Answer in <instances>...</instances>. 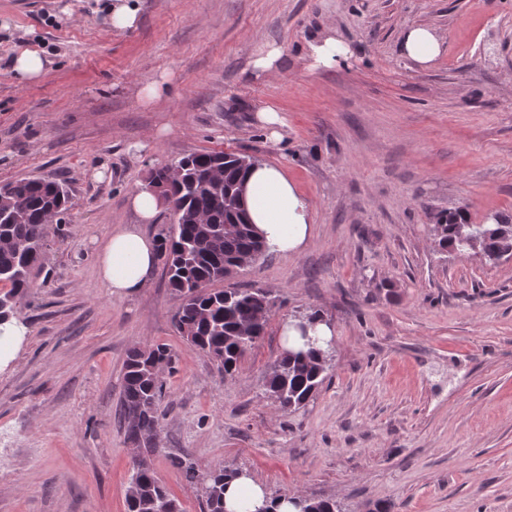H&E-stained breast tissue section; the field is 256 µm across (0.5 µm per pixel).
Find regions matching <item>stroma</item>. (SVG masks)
Here are the masks:
<instances>
[{
  "label": "stroma",
  "instance_id": "1",
  "mask_svg": "<svg viewBox=\"0 0 512 512\" xmlns=\"http://www.w3.org/2000/svg\"><path fill=\"white\" fill-rule=\"evenodd\" d=\"M110 3L0 0V184L49 176L72 194L18 306L30 333L0 369V512H127L123 367L156 344L176 363L149 459L183 512L205 501L178 458L341 512H512V257L441 252L431 234L440 212L512 216V0H134L127 30ZM413 25L442 37L430 64L402 54ZM327 27L352 55L310 69ZM261 43L283 47L279 76L257 75ZM25 49L51 66L23 84ZM161 77L166 92L142 98ZM268 106L277 128L257 117ZM201 151L282 165L311 204L300 253L232 279L282 303L232 376L176 330L164 269L128 299L96 269L111 227L137 222L127 198L150 171ZM314 311L335 352L286 414L264 376L283 321Z\"/></svg>",
  "mask_w": 512,
  "mask_h": 512
}]
</instances>
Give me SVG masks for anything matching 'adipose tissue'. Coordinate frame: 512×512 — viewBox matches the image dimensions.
I'll list each match as a JSON object with an SVG mask.
<instances>
[{
  "label": "adipose tissue",
  "mask_w": 512,
  "mask_h": 512,
  "mask_svg": "<svg viewBox=\"0 0 512 512\" xmlns=\"http://www.w3.org/2000/svg\"><path fill=\"white\" fill-rule=\"evenodd\" d=\"M442 51V39L424 25L409 27L403 34L402 54L426 65ZM351 56L349 46L333 32H324L307 44L311 68L333 69ZM245 208L251 224L270 251L289 256L297 254L311 235V207L296 190L285 171L266 162L252 164L243 182ZM129 205L138 221L112 229L99 244L97 273L112 296L124 299L149 285L158 262V243L141 227L153 223L163 203L150 185H141L129 196ZM267 506L271 512H295L287 500H273L265 486L248 475H240L224 491L226 512H255Z\"/></svg>",
  "instance_id": "ef3b65f1"
}]
</instances>
